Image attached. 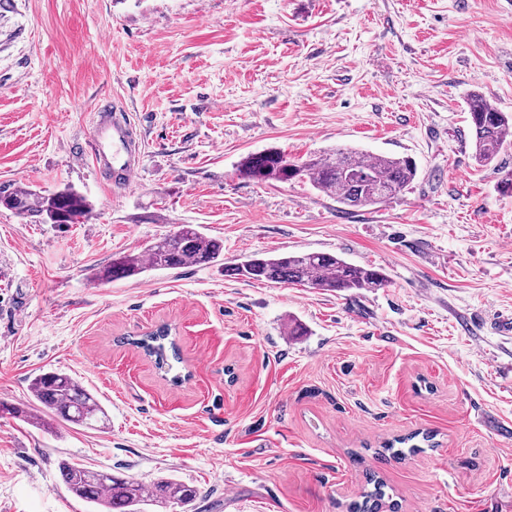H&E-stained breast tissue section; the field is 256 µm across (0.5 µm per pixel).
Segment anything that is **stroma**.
<instances>
[{"mask_svg":"<svg viewBox=\"0 0 512 512\" xmlns=\"http://www.w3.org/2000/svg\"><path fill=\"white\" fill-rule=\"evenodd\" d=\"M512 113V0H0V183L92 205L84 224L0 210V399L78 378L100 430L0 418V512H91L67 459L195 486L148 512H346L366 469L398 512H512V196L472 155L467 96ZM116 100L143 166L90 164ZM412 158L413 182L343 209L302 183L240 178L244 157L336 148ZM224 261L101 285L113 256L179 225ZM329 252L383 288L248 281L255 252ZM307 333L292 336L289 322ZM170 325L180 383L131 341ZM414 431L435 447L379 459Z\"/></svg>","mask_w":512,"mask_h":512,"instance_id":"35a3bbf8","label":"stroma"}]
</instances>
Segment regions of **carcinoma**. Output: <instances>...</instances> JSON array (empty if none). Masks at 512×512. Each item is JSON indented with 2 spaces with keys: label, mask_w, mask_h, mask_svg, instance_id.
<instances>
[{
  "label": "carcinoma",
  "mask_w": 512,
  "mask_h": 512,
  "mask_svg": "<svg viewBox=\"0 0 512 512\" xmlns=\"http://www.w3.org/2000/svg\"><path fill=\"white\" fill-rule=\"evenodd\" d=\"M470 143L475 160L487 165L512 147V115L490 105L477 91L470 94ZM239 175L257 181L308 183L315 190L336 197L349 208L382 204L400 194L416 177L415 162L407 157L363 154L353 149H337L294 161L276 149L250 154L238 167ZM0 206L14 213L37 219L40 224H82L91 214L87 198L71 188L40 194L12 184H0ZM224 260V244L203 234L193 224H182L172 234L160 238L146 250L112 259L103 268L99 281L141 275L149 270H173L188 265L214 266ZM248 280L288 283L322 291L338 292L383 288L386 275L374 267L348 262L327 252H301L267 255L253 253L232 268ZM154 359L159 369L172 370L180 362L177 344L169 328L159 327L132 341ZM32 400L56 420L87 428H105L107 413L98 399L75 377L61 371L36 374L29 387ZM8 414L35 424L40 418L23 408L0 400V416ZM435 447L431 433H414L385 441L375 454L402 460ZM59 474L67 490L80 500L93 504L97 512H141V505L186 507L198 497L191 485L161 478L144 485L112 472L80 467L68 460L59 462ZM386 482L376 472L366 476L360 500L348 506L349 512H397L398 503L386 493Z\"/></svg>",
  "instance_id": "carcinoma-1"
}]
</instances>
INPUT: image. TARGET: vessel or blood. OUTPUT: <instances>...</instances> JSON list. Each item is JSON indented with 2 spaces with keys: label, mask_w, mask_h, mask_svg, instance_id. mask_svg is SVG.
I'll return each instance as SVG.
<instances>
[{
  "label": "vessel or blood",
  "mask_w": 512,
  "mask_h": 512,
  "mask_svg": "<svg viewBox=\"0 0 512 512\" xmlns=\"http://www.w3.org/2000/svg\"><path fill=\"white\" fill-rule=\"evenodd\" d=\"M98 137L93 156L99 169L107 171L115 184L127 186L141 170L142 149L137 128L129 115L108 114L99 107L96 114Z\"/></svg>",
  "instance_id": "vessel-or-blood-1"
}]
</instances>
